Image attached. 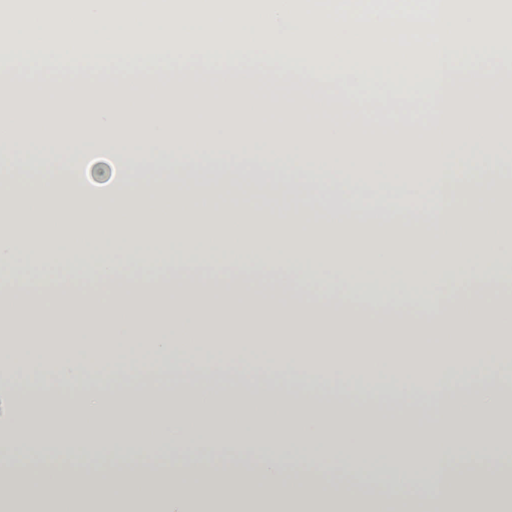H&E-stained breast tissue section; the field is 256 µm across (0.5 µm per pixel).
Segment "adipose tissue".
<instances>
[{
  "instance_id": "adipose-tissue-1",
  "label": "adipose tissue",
  "mask_w": 512,
  "mask_h": 512,
  "mask_svg": "<svg viewBox=\"0 0 512 512\" xmlns=\"http://www.w3.org/2000/svg\"><path fill=\"white\" fill-rule=\"evenodd\" d=\"M59 57L94 65L112 60L108 89L89 96L39 67L23 68L24 93L0 114L20 150L94 144L149 157L102 169L103 193L87 190L69 162L26 181L0 184V370L20 361L53 388L32 386L24 400L42 430L73 448L123 445L155 457L238 448L247 466L58 471L25 486V430L6 451L0 512L31 500L50 512H512V473L474 471L466 448L512 447V414L501 393L449 398L473 376H499L503 337L512 336V293L471 290L512 258V173L460 169L432 156L416 177L412 156L380 148L314 146L326 174L282 172L295 143H272L261 169H229L223 182L189 181L186 159L241 145L226 136V85L185 86L163 79L172 65L226 69L218 47L38 48L0 42V59ZM43 103L36 125L27 119ZM379 160L392 187L413 186L430 205L399 211L354 204L344 174ZM246 185L285 197L282 210L241 201ZM224 196L223 210L211 201ZM461 235L448 239V228ZM148 256L154 273L128 286L127 267ZM215 267L224 285L188 279L185 268ZM246 269L268 272L267 286L239 288ZM184 350L247 380L260 369L298 389L300 398L259 391L246 400L213 398L206 388L130 397L83 390L85 361L136 374ZM373 399L421 401L436 414L421 428L407 416L386 420L363 408L314 401L333 384ZM336 469L391 486L384 496L311 480L294 449ZM260 491L245 494L241 484ZM426 493L407 492L409 483ZM461 487L449 499V486Z\"/></svg>"
}]
</instances>
